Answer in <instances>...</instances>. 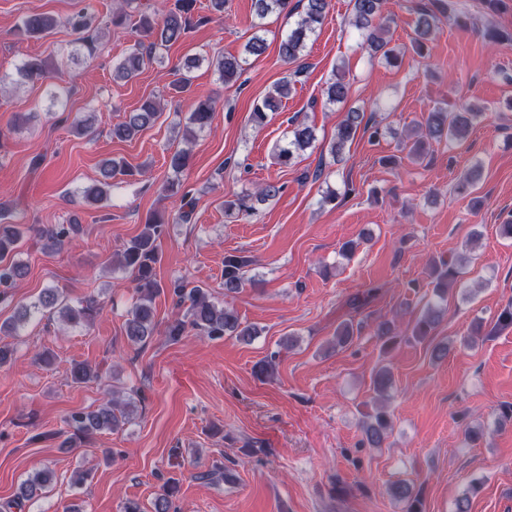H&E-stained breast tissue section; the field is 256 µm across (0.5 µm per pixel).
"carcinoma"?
<instances>
[{
    "mask_svg": "<svg viewBox=\"0 0 512 512\" xmlns=\"http://www.w3.org/2000/svg\"><path fill=\"white\" fill-rule=\"evenodd\" d=\"M292 0H253L254 12L257 18L264 19L273 12L289 14ZM352 14L348 20V27L358 34L360 46L366 48L371 55L379 54L388 62L395 64L398 56L394 49L389 47L386 35L389 29V18L384 16L385 0H351ZM302 11L299 19L288 33L282 36L279 43V56L287 64L298 62L303 57L306 41L322 25L329 9L330 0H299ZM194 0H174V3L164 7L162 17L155 14L141 13L136 20V32L141 36L132 50L112 68V78L120 81H130L136 78L143 70L146 62L151 59L153 49L158 46H168L182 39L191 26V14ZM455 11L452 0H425L417 8L418 18L415 26L413 46L415 52L423 56L426 45L432 39L440 17L452 14ZM56 27V20L47 14H32L25 16L19 25V30L26 36L41 38L49 35ZM71 28L79 37L76 43L84 47L88 55L95 52L96 38L92 36L81 37L88 31L86 16L79 14L71 21ZM266 50L265 39L260 36L252 37L245 45L242 55H225L215 61V67L224 84L235 83L241 77L248 59L251 56H260ZM203 58L188 56L180 64V78L172 83L176 90L185 89L190 82V73L197 68ZM17 83L25 81H45L49 78V71L44 61L31 58L19 67ZM294 85L291 79L282 80L272 93L257 101L252 110V120L257 126L266 123L268 113L277 111L282 99L288 97ZM326 104L336 105L345 102L350 94V84L345 76L339 72L327 83ZM162 107L160 99L148 98L131 112L124 113L123 120L112 126V137L118 140H127L139 132L153 125L161 116ZM215 112V102L211 98L198 99L192 106L185 126V140L194 138L196 131L204 129L210 124ZM483 116L482 108L468 103H461L450 109L439 106L431 110L424 123L421 124L417 139L409 150V154L419 159L426 153V145L440 142L445 139L452 143H461L467 139L474 125ZM364 121V113L356 110L346 112L337 127L336 137L329 147V154L333 160L342 157L348 143L352 142ZM291 136L287 142L278 148L276 160L278 164L288 166L301 152L310 148L316 140L312 127L293 118L291 119ZM191 151L182 149L174 152L169 158V168L176 174L184 172L190 163ZM119 175L132 176V169L123 163L112 160L103 164L101 168L102 180L84 191L86 201L97 204L108 198L112 188L111 180ZM164 191L170 197L180 200L178 218L186 222L193 210L190 191L186 190L180 179L167 181ZM282 191V186L268 182L252 193H241L236 198L225 202V213L228 216L239 213L251 214L256 211V205L276 197ZM167 219L153 215L149 217L141 232L133 238L121 252L120 265L123 269L131 271L136 281L138 299L134 304L125 322V335L132 344H144L150 340L156 324L154 322L153 297L160 292L161 284L156 278L155 265L159 260V241L164 234ZM29 230L24 224H13L6 221L0 213V301L5 302L12 298V291L18 282L25 279L29 273L28 265L13 256L25 232ZM76 232L74 224H54L37 228L40 238L46 240V248L56 250L70 242L71 234ZM247 260L228 256L224 259V291L227 294L235 293L243 286L242 269ZM464 260L455 258L448 261L431 264L433 275V289L437 298L442 299L448 292V287L457 283L460 277ZM173 295L177 304L189 301L187 319H177L167 328L169 339L176 341L183 336L187 328L199 331L209 338H222L226 334H234L243 339L255 335L256 330L243 327L235 310L212 300L207 290L194 286L188 287L183 281L173 284ZM99 311V303L93 296H89L76 303L62 297L59 289L46 288L38 301L30 304H21L16 313L8 320L0 323L1 336H17L31 319L52 320L58 316L63 322L73 326H88ZM441 310L429 306L427 311L419 317L412 329V338L425 340L430 337L434 326L439 322ZM377 336L383 339L382 351L386 354L398 344L406 341V337L395 331L388 322L377 327ZM70 379L74 384L97 381L96 373L84 365L76 364L70 372ZM373 390L379 396L386 395L392 385V376L386 366L379 367L373 375ZM129 404H121L112 399L97 409L89 412H75L67 418V425L77 434L83 436L93 435L97 432L112 431L125 423L128 416ZM390 427V417L384 408L380 407L372 415V420L363 425L364 441L372 448L379 447L384 441ZM47 472L38 471L33 478L20 484L15 498L16 505L42 494L44 483L47 481ZM396 496L407 501L406 512H419L416 506L418 493L406 483H397L393 486Z\"/></svg>",
    "mask_w": 512,
    "mask_h": 512,
    "instance_id": "carcinoma-1",
    "label": "carcinoma"
}]
</instances>
